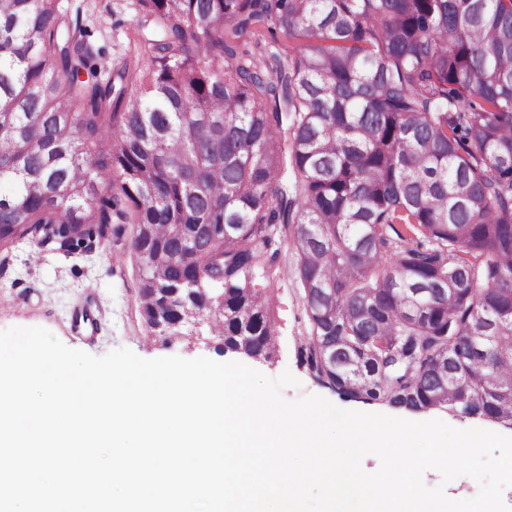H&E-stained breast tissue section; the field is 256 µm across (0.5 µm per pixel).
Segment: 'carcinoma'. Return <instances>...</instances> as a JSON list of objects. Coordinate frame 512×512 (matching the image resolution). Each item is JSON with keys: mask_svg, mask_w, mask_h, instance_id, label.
Returning a JSON list of instances; mask_svg holds the SVG:
<instances>
[{"mask_svg": "<svg viewBox=\"0 0 512 512\" xmlns=\"http://www.w3.org/2000/svg\"><path fill=\"white\" fill-rule=\"evenodd\" d=\"M138 6L160 38L103 79L58 0L0 3V256L129 224L148 328L268 360L291 254L317 380L511 429L512 0Z\"/></svg>", "mask_w": 512, "mask_h": 512, "instance_id": "obj_1", "label": "carcinoma"}]
</instances>
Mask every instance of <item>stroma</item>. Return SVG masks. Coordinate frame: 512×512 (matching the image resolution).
<instances>
[{
    "instance_id": "obj_1",
    "label": "stroma",
    "mask_w": 512,
    "mask_h": 512,
    "mask_svg": "<svg viewBox=\"0 0 512 512\" xmlns=\"http://www.w3.org/2000/svg\"><path fill=\"white\" fill-rule=\"evenodd\" d=\"M59 8L67 22L88 29L101 73L121 65L132 53L137 0H60ZM116 255L122 256V264H113ZM256 282L275 296L276 350L266 361L219 351V341L205 323L179 335H159L146 328L139 314L136 259L128 237L91 243L89 252L69 258L37 252L34 243L26 241L14 250L8 269L0 272V296L9 298L0 303V330L43 327L65 345L94 356L127 348L145 359L178 355L235 360L269 377L288 371L301 387L287 390V397L316 394L344 409L419 420V413L359 402L317 381L298 362L307 327L302 289L291 265L280 264L271 277L260 275Z\"/></svg>"
}]
</instances>
